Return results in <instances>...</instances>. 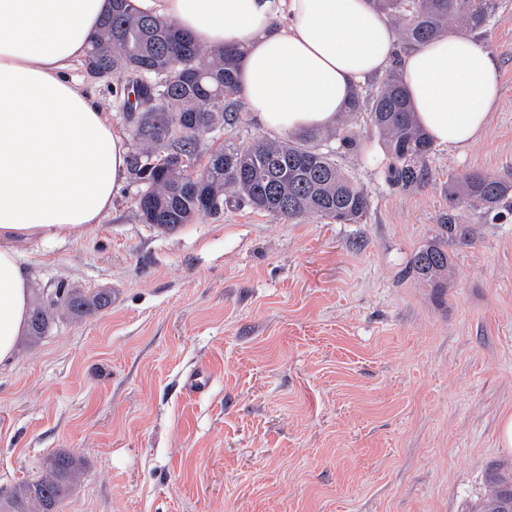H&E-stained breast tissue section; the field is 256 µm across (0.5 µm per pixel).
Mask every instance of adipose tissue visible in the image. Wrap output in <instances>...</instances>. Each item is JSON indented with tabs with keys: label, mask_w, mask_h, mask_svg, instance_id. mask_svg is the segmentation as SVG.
<instances>
[{
	"label": "adipose tissue",
	"mask_w": 512,
	"mask_h": 512,
	"mask_svg": "<svg viewBox=\"0 0 512 512\" xmlns=\"http://www.w3.org/2000/svg\"><path fill=\"white\" fill-rule=\"evenodd\" d=\"M207 47H241L242 96L268 129L334 126L369 77L402 59L417 123L434 143L477 141L500 101L499 65L450 32L398 54L369 0H137ZM112 0H0V365L27 330L19 241H62L102 223L128 146L76 75Z\"/></svg>",
	"instance_id": "1"
}]
</instances>
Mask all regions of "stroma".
<instances>
[{
    "mask_svg": "<svg viewBox=\"0 0 512 512\" xmlns=\"http://www.w3.org/2000/svg\"><path fill=\"white\" fill-rule=\"evenodd\" d=\"M480 43L502 96L483 136L435 146L400 190L363 115L341 167L369 193L360 224H297L248 207L165 230L124 181L104 222L22 243L32 289L114 293L110 306L20 337L0 367V489L78 457L59 512H470L512 467V220L470 210L443 299L406 277L448 211V178L512 179V0ZM205 369L201 395L183 387Z\"/></svg>",
    "mask_w": 512,
    "mask_h": 512,
    "instance_id": "35a3bbf8",
    "label": "stroma"
}]
</instances>
